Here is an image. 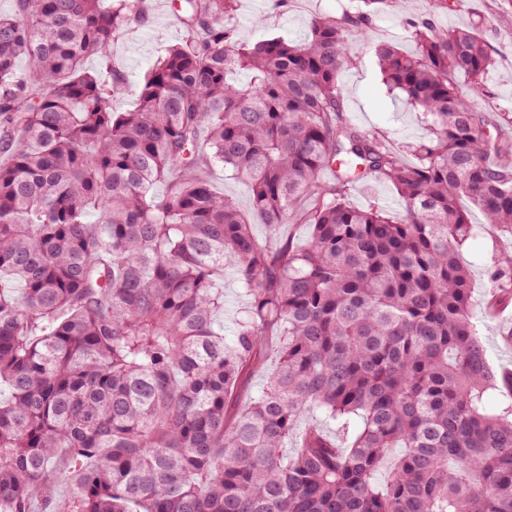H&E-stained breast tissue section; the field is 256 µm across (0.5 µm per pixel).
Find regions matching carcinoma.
Masks as SVG:
<instances>
[{
	"label": "carcinoma",
	"instance_id": "1",
	"mask_svg": "<svg viewBox=\"0 0 512 512\" xmlns=\"http://www.w3.org/2000/svg\"><path fill=\"white\" fill-rule=\"evenodd\" d=\"M13 2L0 277L23 293L0 283V512H512V374L487 360L461 260L470 204L512 236V139L474 105L483 38L422 18L414 52L379 45L383 83L430 127L396 147L343 118L340 86L393 0L319 16L299 43L238 41L237 0H178L186 35L127 112L120 75L85 61L109 56L139 0ZM214 165L248 183L252 212ZM364 179L401 211L352 206ZM254 214L308 238L273 249ZM228 268L246 299L229 340ZM489 282L512 303V250ZM355 420L345 447L324 427ZM208 179L217 191L232 196L242 209L251 211L250 188L245 182L231 176L230 172H224L220 165L208 172Z\"/></svg>",
	"mask_w": 512,
	"mask_h": 512
}]
</instances>
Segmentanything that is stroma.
I'll list each match as a JSON object with an SVG mask.
<instances>
[{
  "instance_id": "obj_1",
  "label": "stroma",
  "mask_w": 512,
  "mask_h": 512,
  "mask_svg": "<svg viewBox=\"0 0 512 512\" xmlns=\"http://www.w3.org/2000/svg\"><path fill=\"white\" fill-rule=\"evenodd\" d=\"M145 21H134L114 42L109 59L89 57L87 64L96 70L113 68L123 77L126 93L117 95V111L131 109L132 88L144 77L164 49L180 41L186 29L174 0H142ZM360 0H238L235 21L241 41L280 37L302 41L310 24L321 15L356 13ZM433 18L443 28H475L490 46L495 65L487 75L475 104L490 118L512 113V0H407L403 8L387 9L375 15L368 33L352 49L353 62L340 75L344 117L366 133H380L404 145L428 136L427 126L403 100L391 94L382 81L376 49L392 43L407 52L414 51L409 21ZM476 235L462 250V260L473 272V299L478 330L486 356L496 368L512 369V342L503 332L512 328V305L491 314L486 310L489 288L488 270L493 259L507 246L505 235L485 223L480 212H473Z\"/></svg>"
}]
</instances>
